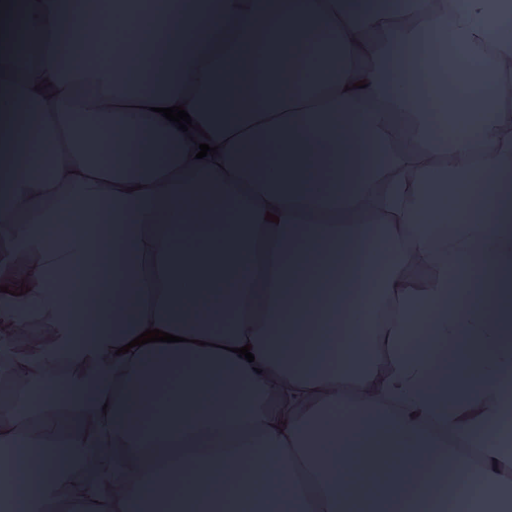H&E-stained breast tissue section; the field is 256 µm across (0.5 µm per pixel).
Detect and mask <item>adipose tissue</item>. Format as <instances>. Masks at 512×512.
Here are the masks:
<instances>
[{"label":"adipose tissue","mask_w":512,"mask_h":512,"mask_svg":"<svg viewBox=\"0 0 512 512\" xmlns=\"http://www.w3.org/2000/svg\"><path fill=\"white\" fill-rule=\"evenodd\" d=\"M164 0L138 18L169 36L164 63L112 38L68 0H0V236L35 256L0 260V333L15 313L51 321L13 350L0 440L53 448L36 475L0 483L14 512H420L445 491L458 512L512 507V86L470 63L477 138L447 139L421 108L404 57L449 35L470 58L488 37L512 55L507 0ZM403 16L411 26H397ZM69 35L59 50V32ZM40 132L15 134L35 105ZM184 106L178 130L161 108ZM111 137L112 153L94 145ZM448 161L447 196L362 217L361 189L407 167L399 140ZM217 153L204 158L202 142ZM482 194L469 198L472 144ZM274 221H267L266 213ZM193 240L190 248L178 247ZM445 261L430 278L414 259ZM105 286L81 307L63 283L87 257ZM456 272L461 288L448 286ZM494 294L486 296L484 279ZM173 343L135 346L146 329ZM250 346L254 361L237 350ZM470 354L461 362L453 353ZM481 450L469 490L448 484L446 442ZM108 448L87 480L74 449ZM215 476L208 492L184 470Z\"/></svg>","instance_id":"1"}]
</instances>
